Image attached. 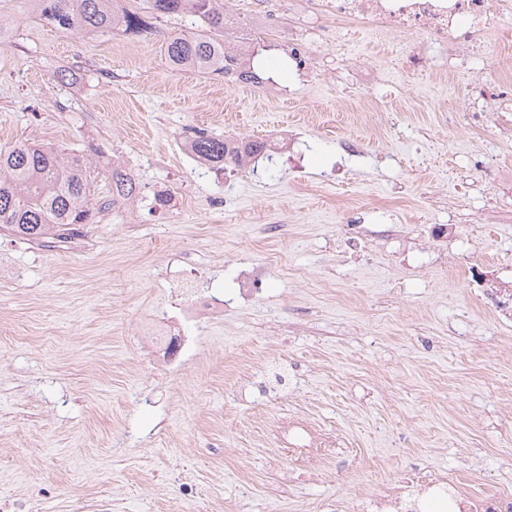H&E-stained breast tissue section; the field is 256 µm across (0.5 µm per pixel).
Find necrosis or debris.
Returning a JSON list of instances; mask_svg holds the SVG:
<instances>
[{
    "label": "necrosis or debris",
    "instance_id": "1",
    "mask_svg": "<svg viewBox=\"0 0 512 512\" xmlns=\"http://www.w3.org/2000/svg\"><path fill=\"white\" fill-rule=\"evenodd\" d=\"M319 14L337 22L366 25L372 33L411 32L420 42L403 67L412 73L435 74L455 68L458 50L484 54L486 32L501 27L512 14V0H316ZM140 335L162 357L177 355V329L166 309H157ZM442 505L445 512H512V493L496 491L478 499L463 494L455 480L440 481L414 474L387 493L370 498L376 508L423 512V501Z\"/></svg>",
    "mask_w": 512,
    "mask_h": 512
}]
</instances>
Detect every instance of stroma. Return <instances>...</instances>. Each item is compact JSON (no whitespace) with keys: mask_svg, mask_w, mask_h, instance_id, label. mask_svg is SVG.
Returning a JSON list of instances; mask_svg holds the SVG:
<instances>
[{"mask_svg":"<svg viewBox=\"0 0 512 512\" xmlns=\"http://www.w3.org/2000/svg\"><path fill=\"white\" fill-rule=\"evenodd\" d=\"M266 9L251 85L173 71L161 45L184 22L63 34L0 0V149L90 161L98 202L116 169L141 188L98 209L77 251L0 231V503L336 512L406 470L512 491V321L488 303L512 289V193L489 176L512 169V111L450 121L463 91L512 88V27L482 58L412 75L416 35L348 24L339 43L302 0ZM292 34L311 81L288 68ZM376 80L388 97L367 98ZM198 128L277 148L211 172L181 149ZM352 135L361 156L339 146ZM359 207L391 213L393 235L344 224ZM272 254L235 303V268ZM193 275L227 307L181 328L172 369L137 323ZM301 421L327 454L289 436Z\"/></svg>","mask_w":512,"mask_h":512,"instance_id":"obj_1","label":"stroma"}]
</instances>
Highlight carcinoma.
I'll use <instances>...</instances> for the list:
<instances>
[{
  "label": "carcinoma",
  "instance_id": "carcinoma-1",
  "mask_svg": "<svg viewBox=\"0 0 512 512\" xmlns=\"http://www.w3.org/2000/svg\"><path fill=\"white\" fill-rule=\"evenodd\" d=\"M35 16L67 33L120 31L137 35L149 28L143 13L123 7V0H30ZM153 13L190 16L196 29L170 32L162 50L173 70L199 77H232L257 83L260 76L224 42V11L217 0H151ZM192 152L210 165L243 167L249 159L265 155L267 145L203 132L192 140ZM90 174L83 162L55 147L21 141L0 150V229L38 241L71 224L95 218L89 205ZM135 180L122 173L112 176V194L130 198Z\"/></svg>",
  "mask_w": 512,
  "mask_h": 512
}]
</instances>
